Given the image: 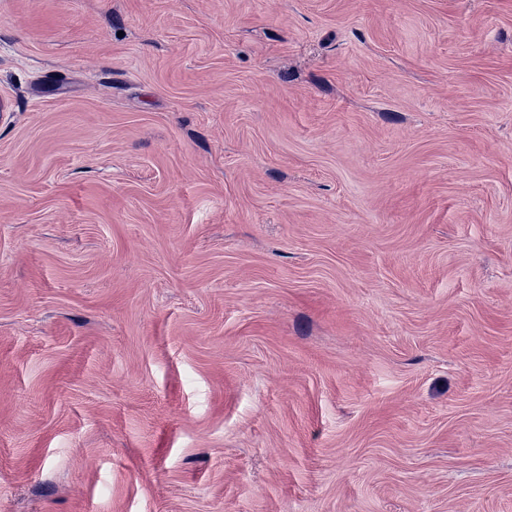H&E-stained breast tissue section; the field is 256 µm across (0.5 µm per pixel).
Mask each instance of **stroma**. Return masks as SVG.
<instances>
[{
  "instance_id": "obj_1",
  "label": "stroma",
  "mask_w": 512,
  "mask_h": 512,
  "mask_svg": "<svg viewBox=\"0 0 512 512\" xmlns=\"http://www.w3.org/2000/svg\"><path fill=\"white\" fill-rule=\"evenodd\" d=\"M0 512H512V0H0Z\"/></svg>"
}]
</instances>
